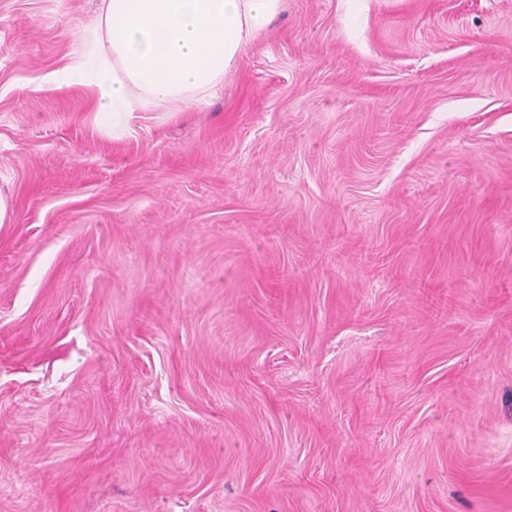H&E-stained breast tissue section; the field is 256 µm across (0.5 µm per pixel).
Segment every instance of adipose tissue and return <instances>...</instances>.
I'll list each match as a JSON object with an SVG mask.
<instances>
[{
	"label": "adipose tissue",
	"mask_w": 512,
	"mask_h": 512,
	"mask_svg": "<svg viewBox=\"0 0 512 512\" xmlns=\"http://www.w3.org/2000/svg\"><path fill=\"white\" fill-rule=\"evenodd\" d=\"M283 0H102L95 35L47 76L87 87L96 111L130 123L141 104L211 95Z\"/></svg>",
	"instance_id": "1"
}]
</instances>
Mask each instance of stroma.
I'll use <instances>...</instances> for the list:
<instances>
[{
  "label": "stroma",
  "instance_id": "35a3bbf8",
  "mask_svg": "<svg viewBox=\"0 0 512 512\" xmlns=\"http://www.w3.org/2000/svg\"><path fill=\"white\" fill-rule=\"evenodd\" d=\"M100 0H0V512H512V0H283L106 123Z\"/></svg>",
  "mask_w": 512,
  "mask_h": 512
}]
</instances>
